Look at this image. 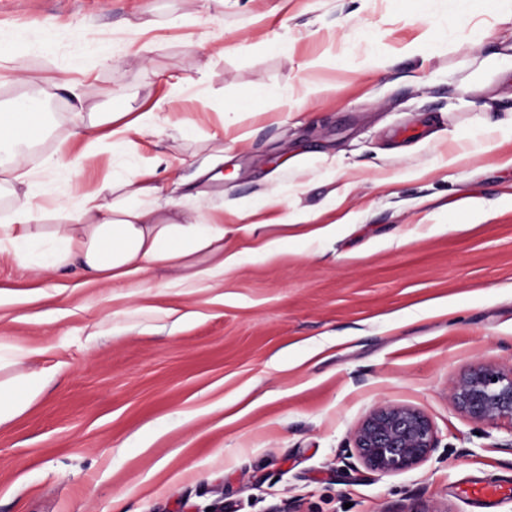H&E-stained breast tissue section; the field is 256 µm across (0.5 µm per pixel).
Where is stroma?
<instances>
[{
	"label": "stroma",
	"mask_w": 512,
	"mask_h": 512,
	"mask_svg": "<svg viewBox=\"0 0 512 512\" xmlns=\"http://www.w3.org/2000/svg\"><path fill=\"white\" fill-rule=\"evenodd\" d=\"M106 37L110 64L92 51ZM143 43L146 70L128 57ZM511 44L512 9L467 0H0V106L46 116L28 167L78 157L49 82L81 67L85 111L161 113L83 161L84 190L161 156L165 195L224 206V250L243 255L223 289L160 273L135 300L75 269L34 300L32 270L0 257V346L29 353L0 386L43 382L0 425V512H512L466 491L512 487V421L475 424L450 398L476 362L512 368V141L488 131L512 117ZM260 196L281 201L270 256L232 212ZM382 403L434 425L412 470L371 471L352 446Z\"/></svg>",
	"instance_id": "1"
}]
</instances>
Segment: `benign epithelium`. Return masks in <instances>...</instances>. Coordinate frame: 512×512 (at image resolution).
I'll return each mask as SVG.
<instances>
[{"instance_id":"1","label":"benign epithelium","mask_w":512,"mask_h":512,"mask_svg":"<svg viewBox=\"0 0 512 512\" xmlns=\"http://www.w3.org/2000/svg\"><path fill=\"white\" fill-rule=\"evenodd\" d=\"M454 405L478 424L512 421V369L478 362L456 382ZM352 444L358 457L374 472H405L426 461L437 440L431 421L405 405L373 408L355 427Z\"/></svg>"}]
</instances>
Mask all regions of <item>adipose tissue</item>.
<instances>
[{
    "label": "adipose tissue",
    "instance_id": "ef3b65f1",
    "mask_svg": "<svg viewBox=\"0 0 512 512\" xmlns=\"http://www.w3.org/2000/svg\"><path fill=\"white\" fill-rule=\"evenodd\" d=\"M157 118L154 112L127 119L112 112L71 115L87 158L132 143ZM161 163L154 157L133 171L110 173L94 192L71 190L51 211L31 196L17 198L9 222L0 224V255L39 276L76 268L93 282H119L133 299L157 272L173 274L178 285L223 283L239 264L238 253L224 250L223 208L176 209L154 180ZM51 215L57 223L48 230L43 223ZM41 389L38 375L23 374L0 391V425L22 414Z\"/></svg>",
    "mask_w": 512,
    "mask_h": 512
}]
</instances>
